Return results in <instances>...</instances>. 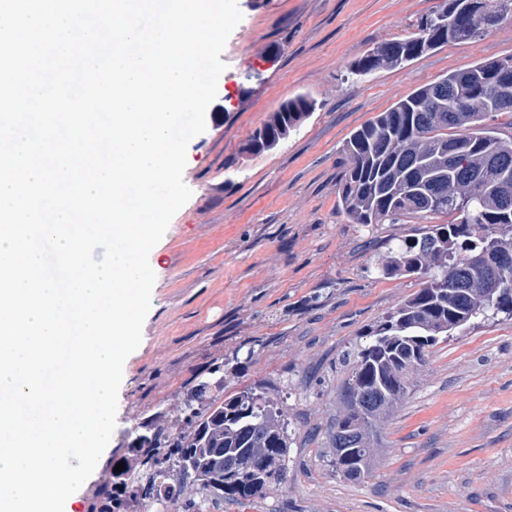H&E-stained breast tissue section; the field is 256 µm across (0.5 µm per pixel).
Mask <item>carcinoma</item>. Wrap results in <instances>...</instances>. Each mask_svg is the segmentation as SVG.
<instances>
[{"label":"carcinoma","mask_w":512,"mask_h":512,"mask_svg":"<svg viewBox=\"0 0 512 512\" xmlns=\"http://www.w3.org/2000/svg\"><path fill=\"white\" fill-rule=\"evenodd\" d=\"M512 18V0H436L403 39L382 42L350 68L363 77L399 67L449 43L479 39ZM304 95L282 102L251 135L253 153L276 149L313 114ZM500 124H495V121ZM512 56L478 61L422 86L354 130L340 203L353 224H383L407 214L456 215L452 224L388 244L382 275H418L424 286L367 329L341 385L343 408L329 433L342 476H369L377 424L409 394L441 337L490 314L512 317V268L503 279L468 264L485 254L512 255ZM475 277L481 291L448 287V271ZM363 405L351 406L354 392ZM176 415L178 429L154 427ZM290 435L282 410L263 391L224 396V377L197 383L174 412L135 428L92 512H128L138 497L145 512L163 499L177 512H204L218 502L266 497L287 479ZM190 460L187 469L184 460Z\"/></svg>","instance_id":"1"}]
</instances>
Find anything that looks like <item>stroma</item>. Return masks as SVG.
I'll return each mask as SVG.
<instances>
[{"label":"stroma","mask_w":512,"mask_h":512,"mask_svg":"<svg viewBox=\"0 0 512 512\" xmlns=\"http://www.w3.org/2000/svg\"><path fill=\"white\" fill-rule=\"evenodd\" d=\"M435 0H238L242 21L187 148L190 200L152 249L156 275L142 342L125 361L116 426L71 496L91 512L127 432L177 404L216 366L224 392H267L288 420V481L214 512H512V319L475 320L439 341L406 400L382 424L370 477L332 465L343 354L422 286L375 268L386 244L441 223L407 214L353 224L340 209L352 131L419 87L512 56V20L366 78L352 63L408 35ZM316 110L277 149L244 146L286 99Z\"/></svg>","instance_id":"1"}]
</instances>
